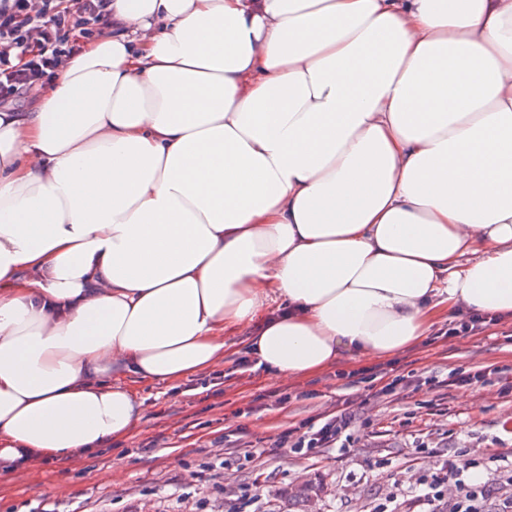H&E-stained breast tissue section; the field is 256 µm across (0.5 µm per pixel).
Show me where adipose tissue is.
Returning a JSON list of instances; mask_svg holds the SVG:
<instances>
[{
  "instance_id": "adipose-tissue-1",
  "label": "adipose tissue",
  "mask_w": 512,
  "mask_h": 512,
  "mask_svg": "<svg viewBox=\"0 0 512 512\" xmlns=\"http://www.w3.org/2000/svg\"><path fill=\"white\" fill-rule=\"evenodd\" d=\"M0 108V458L101 448L133 380L375 359L512 320V0H112Z\"/></svg>"
}]
</instances>
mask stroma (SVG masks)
<instances>
[{"mask_svg":"<svg viewBox=\"0 0 512 512\" xmlns=\"http://www.w3.org/2000/svg\"><path fill=\"white\" fill-rule=\"evenodd\" d=\"M451 315L435 325L439 338L378 359V366L431 376L475 366L512 367V322L473 336L444 338ZM220 393L198 388L197 378L177 384L143 381L141 423L111 445L66 462L47 461L0 474V512H35L40 502L58 512H225L242 486L256 484L259 512H279L283 488L315 484L308 512H390L406 503L411 483L456 450L497 456L498 470L512 468V393L500 383L432 389L420 386L367 400L352 372L362 361L341 354L318 372L282 379L245 371L236 363L245 331L225 334ZM290 402L275 404L276 395ZM363 404L368 424L352 447L329 448L313 458L281 449L270 455L259 441L294 422L328 413L346 398ZM126 468L113 477L112 461Z\"/></svg>","mask_w":512,"mask_h":512,"instance_id":"1","label":"stroma"}]
</instances>
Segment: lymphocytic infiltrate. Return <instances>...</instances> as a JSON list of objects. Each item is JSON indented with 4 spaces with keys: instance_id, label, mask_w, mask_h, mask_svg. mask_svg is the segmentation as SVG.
I'll return each mask as SVG.
<instances>
[{
    "instance_id": "f902f5d3",
    "label": "lymphocytic infiltrate",
    "mask_w": 512,
    "mask_h": 512,
    "mask_svg": "<svg viewBox=\"0 0 512 512\" xmlns=\"http://www.w3.org/2000/svg\"><path fill=\"white\" fill-rule=\"evenodd\" d=\"M111 0H0V105L13 103L50 78L82 43L98 37L110 21ZM360 420L351 400L316 420H302L278 434L281 448L313 457L350 438ZM495 475L468 451L449 456L411 490L424 512H437L445 487L455 489L452 512H486V491Z\"/></svg>"
}]
</instances>
